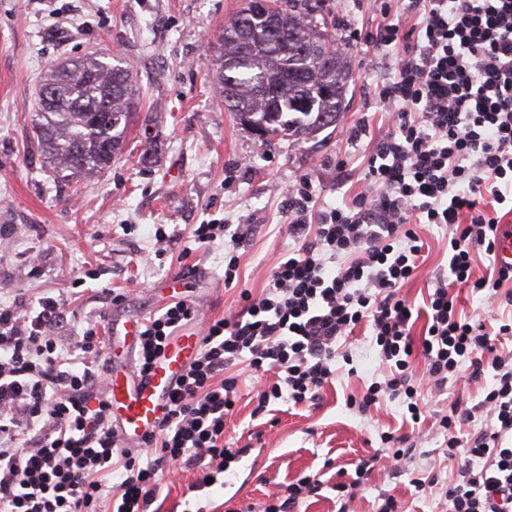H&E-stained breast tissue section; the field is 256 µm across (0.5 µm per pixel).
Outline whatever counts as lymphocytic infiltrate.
<instances>
[{
    "label": "lymphocytic infiltrate",
    "mask_w": 512,
    "mask_h": 512,
    "mask_svg": "<svg viewBox=\"0 0 512 512\" xmlns=\"http://www.w3.org/2000/svg\"><path fill=\"white\" fill-rule=\"evenodd\" d=\"M386 22L374 49L403 45L391 81L377 97L385 112L364 167L365 187L349 204L318 207L307 180L286 204L293 245L273 267L260 295L242 291L240 310L203 320L184 299L150 317L140 333L138 371L147 375L176 332L198 325L195 357L169 395L158 429L140 451L123 445L104 386L110 370L105 341L91 323L70 348L56 330L65 304L51 295L21 308L0 303V512H150L167 466L201 468L195 490L224 471V420L235 405L231 368L248 363L275 373L258 394L270 401H314L335 375L336 348L359 325L371 331L381 362L392 369L372 383L359 411L381 397L406 401L412 420V363L423 358L430 380L447 383L459 364L472 377L492 370L494 385L481 402L495 422L459 443L454 430L472 411H451L441 426L448 449L466 457L445 491L449 512H512V350L497 349L484 322L458 316L453 289L512 306V267L474 277L476 251L497 252L505 187H512V0H410L392 14L374 0ZM419 224L448 228V277L423 306L401 290L420 266ZM225 284L239 271L241 231L199 224L195 243L222 236ZM426 320L421 341L412 329Z\"/></svg>",
    "instance_id": "f902f5d3"
}]
</instances>
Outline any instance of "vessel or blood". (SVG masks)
I'll list each match as a JSON object with an SVG mask.
<instances>
[{
    "label": "vessel or blood",
    "instance_id": "obj_1",
    "mask_svg": "<svg viewBox=\"0 0 512 512\" xmlns=\"http://www.w3.org/2000/svg\"><path fill=\"white\" fill-rule=\"evenodd\" d=\"M198 344L196 334H182L167 349L149 376L127 384L109 376L107 388L124 440H141L156 431L169 404V393Z\"/></svg>",
    "mask_w": 512,
    "mask_h": 512
}]
</instances>
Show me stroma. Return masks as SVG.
Segmentation results:
<instances>
[{"label": "stroma", "instance_id": "stroma-1", "mask_svg": "<svg viewBox=\"0 0 512 512\" xmlns=\"http://www.w3.org/2000/svg\"><path fill=\"white\" fill-rule=\"evenodd\" d=\"M244 0H0V300L26 305L53 288L68 297V324L58 330L61 347L70 346L89 321L112 326L141 321L172 295L192 301L204 318L228 317L241 308L240 292L260 294L276 258L289 245L285 192L307 178L317 201L340 206L358 192L366 141H353L348 129L358 119H381L374 95L391 75L394 51L367 52L364 39L382 17L369 0H323L332 33L347 20L362 38L340 47L352 78L348 106L337 126L308 139L272 141L243 129L221 103L212 82L207 49ZM116 53L137 75L142 106L126 131L125 151L111 168L89 182L58 180L48 171L30 117L46 68L86 55ZM150 124L157 148L142 155L143 124ZM345 162L341 178L337 162ZM241 224L248 235L239 250V275L224 283V244L191 249L192 229L212 221ZM169 238L158 251L155 229ZM425 245L424 262L405 285L404 295L422 304L448 270V231L417 225ZM183 286L172 288L177 273ZM85 290L71 298L74 279ZM121 294L111 302L108 291ZM351 361L337 359L336 377L313 405L276 402L271 412L252 417L253 398L263 378L246 364L233 367L239 397L224 422L227 447L247 449L239 472L235 506L263 512L273 494L313 475L323 483L318 496L305 499L300 512H338L334 489L342 473L359 459L383 450L381 435L407 436L400 469L378 465L366 480L353 512H380L393 495L399 512H444L443 491L456 460L442 450L440 427L451 407L472 408L493 385L492 372L472 378L462 364L447 384L424 380L415 363L413 386L420 422L405 403L382 398L361 413L347 397H361L384 381L387 365L378 360L369 329L348 342ZM438 475L437 485L420 489L417 478ZM196 471L167 477L159 512H225L224 488L193 492Z\"/></svg>", "mask_w": 512, "mask_h": 512}]
</instances>
